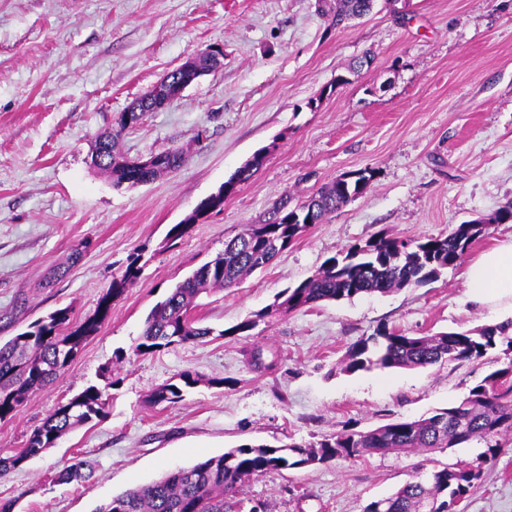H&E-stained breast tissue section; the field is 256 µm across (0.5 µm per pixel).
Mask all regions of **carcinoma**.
Wrapping results in <instances>:
<instances>
[{"instance_id": "cac0c4a2", "label": "carcinoma", "mask_w": 512, "mask_h": 512, "mask_svg": "<svg viewBox=\"0 0 512 512\" xmlns=\"http://www.w3.org/2000/svg\"><path fill=\"white\" fill-rule=\"evenodd\" d=\"M375 0H336L330 26L340 27L373 9ZM137 112H121L112 128L96 135L93 167L112 175L118 184L147 183L183 165L185 156L172 149L149 157L137 167L120 151L123 132L152 111L138 105ZM263 152L241 166L214 195L204 199L170 234L179 237L186 225L221 207L236 186L260 168ZM375 177L371 168L345 174L314 195L293 203L284 195L267 217L224 242V251L179 283L148 314L137 355L196 341L211 334L193 316L197 298L215 287L231 288L252 272L270 265L313 224L321 223L348 201L365 192ZM491 225L458 224L447 235L428 237L400 248L395 237L381 236L349 247L327 259L311 277L283 290L274 303L239 324L221 331L223 336L248 335L257 322L276 314L311 307L323 301H340L364 294H388L411 285L433 281L443 270L461 263L474 242L488 234ZM138 257L134 256L119 279L112 280L96 312L81 322L70 320L69 310L57 309L31 323L27 329L0 343V420L11 417L26 397L52 383L96 334L106 320L112 299L134 283ZM504 344L512 350V320L467 331L433 336H407L386 328L362 337L348 349L342 371L352 373L380 368L415 369L442 362L477 361L487 351ZM201 382L191 370L177 375L150 394L153 403L176 404L187 390ZM92 384L59 405L30 434L26 446L0 455V476L21 469L31 458L54 447L72 427L107 417V390ZM475 445L482 449L472 461L458 460L434 470L430 477L410 481L391 496L370 502L364 512H455L458 504L482 481L484 465L501 449L512 445V364L497 369L473 387L457 405L417 420H395L369 431L343 430L316 442L280 446L243 444L224 453L179 467L161 478L135 486L101 506L97 512H244L240 498L245 483L277 471L303 469L336 459H355L374 453L404 450L432 451ZM89 464L77 461L61 475L66 482L89 477Z\"/></svg>"}]
</instances>
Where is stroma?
<instances>
[{
  "mask_svg": "<svg viewBox=\"0 0 512 512\" xmlns=\"http://www.w3.org/2000/svg\"><path fill=\"white\" fill-rule=\"evenodd\" d=\"M334 0H0V341L55 309L92 315L131 256L138 277L112 302L60 375L0 420V454L88 385L115 379L108 415L75 427L47 453L0 477L15 512H96L165 471L243 443L278 446L367 431L449 407L512 362L497 345L477 361L411 370L340 366L378 329L409 336L512 318V307L466 299L464 266L388 295L326 302L226 330L310 277L328 258L387 235L407 241L512 205V0H376L330 27ZM224 51L218 70L148 113L121 141L130 158L182 149L179 169L137 187L90 165L96 134L197 50ZM370 55L371 66L353 70ZM262 166L222 208L178 239L170 228L218 192L257 152ZM371 168L367 191L314 224L267 268L201 295L212 335L137 355L151 308L225 240L287 193L304 197ZM74 267L46 277L79 244ZM192 370L178 404L149 394ZM473 448L373 454L272 472L242 489L271 512H363L416 468L471 460ZM87 461L91 477L59 481ZM463 512H512V446L487 464Z\"/></svg>",
  "mask_w": 512,
  "mask_h": 512,
  "instance_id": "obj_1",
  "label": "stroma"
}]
</instances>
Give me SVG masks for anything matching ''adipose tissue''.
Here are the masks:
<instances>
[{
	"mask_svg": "<svg viewBox=\"0 0 512 512\" xmlns=\"http://www.w3.org/2000/svg\"><path fill=\"white\" fill-rule=\"evenodd\" d=\"M467 297L478 306L512 305V241L475 258L466 272Z\"/></svg>",
	"mask_w": 512,
	"mask_h": 512,
	"instance_id": "adipose-tissue-1",
	"label": "adipose tissue"
}]
</instances>
